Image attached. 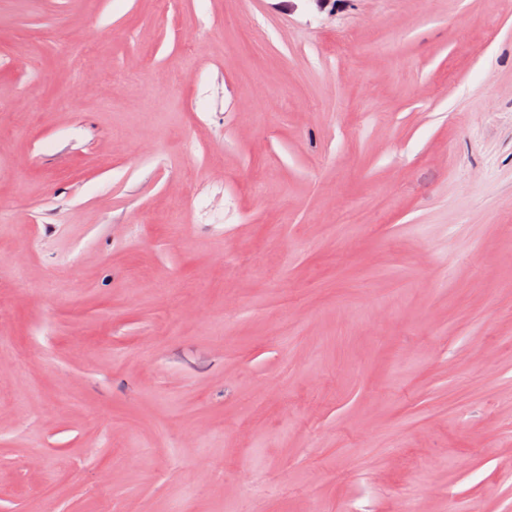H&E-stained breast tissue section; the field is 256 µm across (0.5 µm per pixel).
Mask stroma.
Returning a JSON list of instances; mask_svg holds the SVG:
<instances>
[{
	"label": "stroma",
	"instance_id": "35a3bbf8",
	"mask_svg": "<svg viewBox=\"0 0 512 512\" xmlns=\"http://www.w3.org/2000/svg\"><path fill=\"white\" fill-rule=\"evenodd\" d=\"M285 2L0 0V512H512V0Z\"/></svg>",
	"mask_w": 512,
	"mask_h": 512
}]
</instances>
